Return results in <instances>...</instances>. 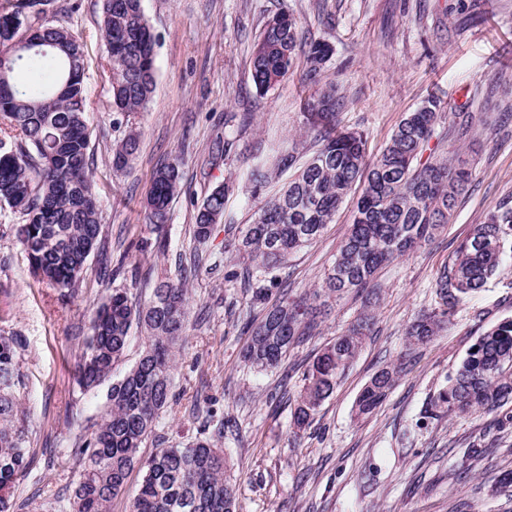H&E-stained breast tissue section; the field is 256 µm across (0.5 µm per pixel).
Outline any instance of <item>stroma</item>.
Instances as JSON below:
<instances>
[{
	"label": "stroma",
	"mask_w": 512,
	"mask_h": 512,
	"mask_svg": "<svg viewBox=\"0 0 512 512\" xmlns=\"http://www.w3.org/2000/svg\"><path fill=\"white\" fill-rule=\"evenodd\" d=\"M158 39L156 83L145 111L113 112L112 69L99 28L101 0H51L46 17L70 27L84 45L91 133L90 171L100 201L101 245L86 265L74 298L33 278L16 238L20 218L0 209V333L19 341L22 408L31 417L33 453L15 498L25 512H54L74 479L67 413L95 417L107 388L81 392L72 369L82 353L96 305L113 286L149 297L155 281L178 268L192 249L199 206L236 176L203 254L220 266L190 276L189 339L178 359L175 404L161 419L169 442L193 440L192 403L224 419L219 445L236 484L238 512H512L495 491L512 471V404L490 415L448 416L436 408L469 347L486 329L512 318V269L480 291L460 297L431 343L409 348L405 331L438 308L436 283L449 256L474 225L502 203L512 204V0H142ZM293 14L306 35L333 48L324 77L337 83L345 128L364 132L377 157L405 113L430 97L458 100L469 130L456 135L454 116L439 126L473 182L445 228L429 243L380 270L374 325L311 427L290 429L289 401L302 366L363 313L364 294L335 305L312 336L278 368L253 371L243 360L249 341L247 307L232 248L261 203L244 181L253 147L275 150L298 137L308 91L299 74L259 95L251 54L267 18ZM241 129L224 154V115ZM140 134L130 166L112 167V149L128 129ZM184 152L171 202L165 253L142 252L154 242L143 204L152 176L169 155ZM349 196L332 224L292 254L278 273L293 296L318 287L352 223ZM406 368L373 414L355 419V401L371 377L397 356Z\"/></svg>",
	"instance_id": "1"
}]
</instances>
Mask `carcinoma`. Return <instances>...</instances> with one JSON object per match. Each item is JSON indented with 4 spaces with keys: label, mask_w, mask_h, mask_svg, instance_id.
Wrapping results in <instances>:
<instances>
[{
    "label": "carcinoma",
    "mask_w": 512,
    "mask_h": 512,
    "mask_svg": "<svg viewBox=\"0 0 512 512\" xmlns=\"http://www.w3.org/2000/svg\"><path fill=\"white\" fill-rule=\"evenodd\" d=\"M48 0H0V116L14 132V143L0 140V207L19 215L16 237L27 253L33 276L75 294L102 233L97 194L89 175L88 89L78 36L67 26L46 21ZM102 33L112 64V111L142 112L152 96L156 40L141 0H103ZM28 42L14 54L15 46ZM331 45L299 32L296 18L279 13L265 21L252 52V78L261 95L283 78L301 71L309 96L303 128L317 149L295 167L296 141L273 153H255L244 172L258 192L277 184L252 223L234 240L246 259L233 279L244 283L250 341L243 359L262 373L277 368L288 351L310 335L317 317L350 292L377 298L379 269L432 240L449 223L459 197L471 184V172L445 151L428 149L448 104L431 97L401 119L384 151L369 159L366 138L340 127L344 102L336 84L323 79ZM54 70L48 85L23 89L19 72L36 64ZM139 148L130 130L113 149L112 166L127 168ZM428 157H423L425 150ZM184 154L161 163L146 198L149 223L160 229L169 219L181 179ZM288 180H283V176ZM361 187L350 233L339 245L319 287L292 297L274 272L298 249L317 240L355 187ZM229 183L216 186L195 216L193 238L208 242L224 219ZM512 261V206L490 212L474 226L437 281L442 308L423 314L406 329L409 344L430 343L448 322L458 295L482 288ZM159 281L149 299L113 288L98 306L77 366V384L85 391L111 379L122 361L133 329L146 334L139 359L112 382L99 419L79 427L73 443L75 481L68 512H112L135 470L141 480L130 512H237L236 491L227 479L224 449L208 435L211 423L224 419L206 411L195 439L185 445L160 443L140 454L156 435L161 414L171 408L177 355L187 341L190 289L184 274ZM374 324L366 312L306 363L303 386L291 409L294 433L305 430L358 356ZM18 338L0 333V512H17L14 490L30 455L15 387L19 378ZM403 369V358L379 370L354 405L356 418L372 414L387 398ZM512 403V319L485 330L468 349L436 406L452 416L492 414Z\"/></svg>",
    "instance_id": "carcinoma-1"
}]
</instances>
